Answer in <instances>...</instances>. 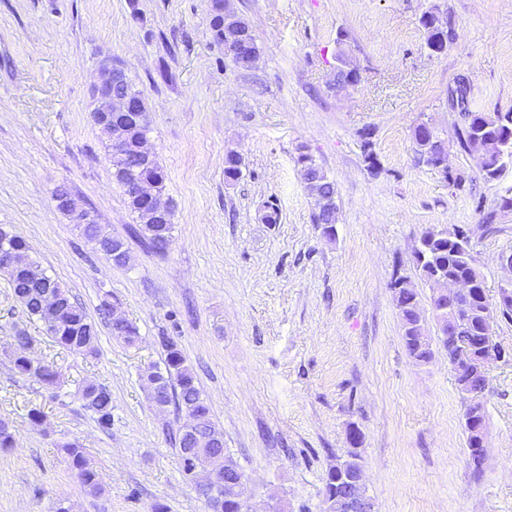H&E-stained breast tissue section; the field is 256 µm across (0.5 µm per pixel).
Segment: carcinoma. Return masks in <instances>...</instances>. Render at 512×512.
Segmentation results:
<instances>
[{
    "instance_id": "cac0c4a2",
    "label": "carcinoma",
    "mask_w": 512,
    "mask_h": 512,
    "mask_svg": "<svg viewBox=\"0 0 512 512\" xmlns=\"http://www.w3.org/2000/svg\"><path fill=\"white\" fill-rule=\"evenodd\" d=\"M210 29L214 40L229 48L239 42L249 44V52L231 53L234 63L241 68L251 67L253 58L260 55V48L248 23L228 8L227 0H209ZM426 31L427 50L446 49L455 39L452 21L443 27L435 23L432 12H425L419 19ZM112 97H130L139 102V111L128 118L124 131L119 133L108 125H100L108 141L118 136L125 138L120 150L110 147L112 176L127 198L130 210L136 214L139 236L151 248L162 252L166 249L173 230L172 212H167L163 222L156 219L146 199L159 197L165 191V176L153 154H140V145L147 141L151 131L149 110L140 92L129 80L112 81ZM418 161L436 167L438 154L443 146L439 132L426 123L413 130ZM457 141L466 152L481 153V169L488 182L499 180L512 167V112H467L462 116V127L457 130ZM305 184L315 197L317 211L314 223L322 226L323 234L332 238L336 232V186L313 156L299 154ZM243 160L240 154L229 152L224 158V178L236 181L242 175ZM81 236L95 244L107 260L124 266L129 260L128 248L118 250L112 239L100 236L98 224L91 220L75 224ZM10 259L4 269L17 302L31 317L41 320L47 333L63 349L79 354L92 355L98 337V325L83 306L67 289L49 277L42 266L28 254L26 242L19 236L0 227V253ZM414 263L421 280L433 286L450 279H463L472 284L466 293L432 297V309L440 326L439 342L448 352V362L453 367L457 387L466 400L464 428L470 459L475 469H481L485 454L478 452L480 430L486 428L482 405L472 402L470 393H484L488 386V374L469 369L463 360L477 352L478 342L487 323L498 318L512 320V302L492 304L486 294L483 276L478 270L471 252L469 231L462 226L451 229L425 231L414 251ZM56 300L54 312L47 309L46 298ZM394 299L403 328V339L409 355L418 362L432 358L431 342L418 343L421 335L422 306L419 293L411 281L401 277L394 282ZM102 315L109 320L112 336L128 346L139 338L137 326L114 304L102 303ZM30 339L24 332L14 336L11 364L15 373L31 377L47 388H57L62 383L61 373L49 363H36L27 355ZM166 358L165 371L148 367L142 379L146 381L147 399L152 406L164 409L170 404L184 412L189 423L180 427L174 437L180 463L185 472L200 470L204 480L198 484L201 494L219 489L224 496L223 512H236L238 480L244 477L238 462L224 451V437L213 421L209 406L204 401L193 371L185 365L178 345L170 338L163 340ZM84 407L95 417L103 429L112 427V394L99 384L85 383L78 389ZM70 468L81 484L93 492L101 487L96 473L87 467L81 448L75 443L62 446ZM362 468L359 452L351 449L336 459L324 478L323 495L336 496L337 481L342 474H355Z\"/></svg>"
}]
</instances>
